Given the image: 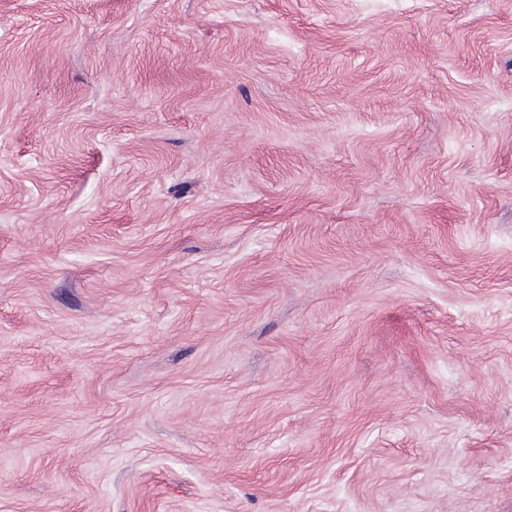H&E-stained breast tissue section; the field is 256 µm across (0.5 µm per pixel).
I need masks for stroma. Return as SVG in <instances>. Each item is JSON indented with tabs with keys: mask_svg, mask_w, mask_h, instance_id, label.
<instances>
[{
	"mask_svg": "<svg viewBox=\"0 0 512 512\" xmlns=\"http://www.w3.org/2000/svg\"><path fill=\"white\" fill-rule=\"evenodd\" d=\"M0 512H512V0H0Z\"/></svg>",
	"mask_w": 512,
	"mask_h": 512,
	"instance_id": "1",
	"label": "stroma"
}]
</instances>
